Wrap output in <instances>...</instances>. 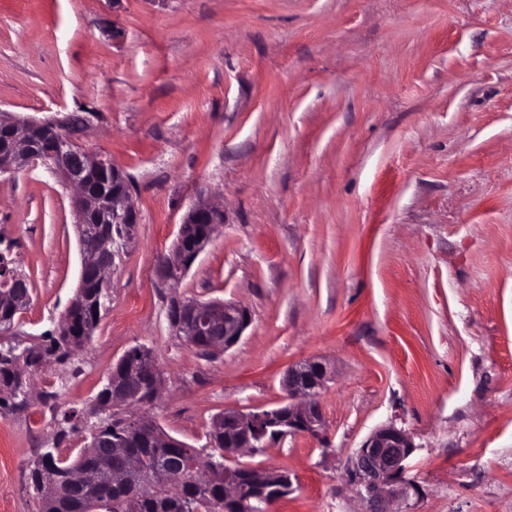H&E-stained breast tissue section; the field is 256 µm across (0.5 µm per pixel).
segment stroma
<instances>
[{"label":"stroma","instance_id":"35a3bbf8","mask_svg":"<svg viewBox=\"0 0 512 512\" xmlns=\"http://www.w3.org/2000/svg\"><path fill=\"white\" fill-rule=\"evenodd\" d=\"M0 110L84 116L140 215L76 366L0 418V512H32L38 448L84 446L55 444L45 395L87 408L137 345L164 376L150 415L203 456L216 415L272 408L292 365L329 363L324 441L234 458L288 469L274 512H364L348 461L389 423L418 446L413 512H512V0H0ZM201 199L224 222L168 287L156 257ZM0 238L31 281L21 331L53 328L82 255L43 167L0 176ZM174 297L250 324L200 357Z\"/></svg>","mask_w":512,"mask_h":512}]
</instances>
